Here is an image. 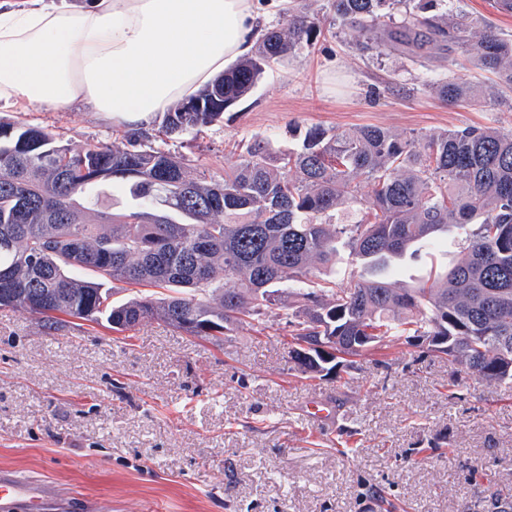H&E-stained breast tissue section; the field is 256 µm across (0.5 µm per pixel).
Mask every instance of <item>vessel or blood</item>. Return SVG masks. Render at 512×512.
<instances>
[{"mask_svg": "<svg viewBox=\"0 0 512 512\" xmlns=\"http://www.w3.org/2000/svg\"><path fill=\"white\" fill-rule=\"evenodd\" d=\"M71 500L55 485L0 469V512H69Z\"/></svg>", "mask_w": 512, "mask_h": 512, "instance_id": "obj_1", "label": "vessel or blood"}]
</instances>
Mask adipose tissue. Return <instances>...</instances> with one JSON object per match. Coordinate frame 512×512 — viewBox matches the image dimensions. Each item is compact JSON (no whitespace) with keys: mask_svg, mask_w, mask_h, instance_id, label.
<instances>
[{"mask_svg":"<svg viewBox=\"0 0 512 512\" xmlns=\"http://www.w3.org/2000/svg\"><path fill=\"white\" fill-rule=\"evenodd\" d=\"M258 15V0H0V103L142 127L248 54Z\"/></svg>","mask_w":512,"mask_h":512,"instance_id":"ef3b65f1","label":"adipose tissue"}]
</instances>
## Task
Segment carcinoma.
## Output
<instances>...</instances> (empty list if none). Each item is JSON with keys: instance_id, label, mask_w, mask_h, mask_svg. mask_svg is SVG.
I'll use <instances>...</instances> for the list:
<instances>
[{"instance_id": "1", "label": "carcinoma", "mask_w": 512, "mask_h": 512, "mask_svg": "<svg viewBox=\"0 0 512 512\" xmlns=\"http://www.w3.org/2000/svg\"><path fill=\"white\" fill-rule=\"evenodd\" d=\"M445 0H332L338 28L362 51L386 56L402 42L475 60L512 87V39L440 11ZM320 22L298 7L262 34L255 54L180 102L158 133L173 139L224 121L265 70L312 44ZM446 102L479 101L468 79L434 87ZM142 127L124 144L72 145L24 120H0V307L108 324L115 332L162 321L216 345L263 317H284L294 370L331 367L319 348L341 336L340 359L408 345L512 383V131L467 126L399 136L377 126L310 129L276 150L255 138L207 179L189 159L152 146ZM132 205L97 209L104 188ZM366 211L354 224L342 213ZM454 228L460 258L397 288V262L419 257ZM348 251L357 280L320 279ZM120 282L150 291L112 299ZM209 327L215 336L204 331Z\"/></svg>"}]
</instances>
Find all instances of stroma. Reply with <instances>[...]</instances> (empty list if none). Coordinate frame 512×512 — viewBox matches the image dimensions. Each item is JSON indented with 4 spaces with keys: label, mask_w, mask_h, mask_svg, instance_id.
Wrapping results in <instances>:
<instances>
[{
    "label": "stroma",
    "mask_w": 512,
    "mask_h": 512,
    "mask_svg": "<svg viewBox=\"0 0 512 512\" xmlns=\"http://www.w3.org/2000/svg\"><path fill=\"white\" fill-rule=\"evenodd\" d=\"M465 72L480 105L432 90ZM446 52L378 57L327 28L267 69L221 123L166 141L192 167L224 173L254 136L293 149L307 130L373 125L399 135L491 126L512 131V94ZM0 118L55 130L75 145L120 142L97 112L0 107ZM455 231L398 286L459 256ZM69 490L74 512H512V389L438 357L393 346L339 374L302 378L284 322L263 318L223 346L156 321L123 336L65 319L57 329L0 309V468Z\"/></svg>",
    "instance_id": "1"
}]
</instances>
